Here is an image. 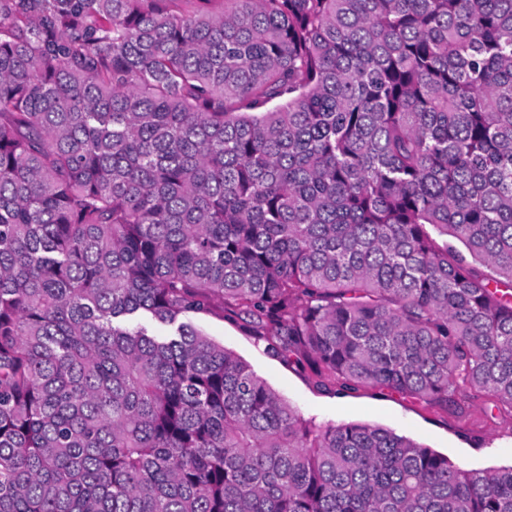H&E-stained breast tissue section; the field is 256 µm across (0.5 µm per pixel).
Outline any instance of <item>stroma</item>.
<instances>
[{
    "instance_id": "obj_1",
    "label": "stroma",
    "mask_w": 512,
    "mask_h": 512,
    "mask_svg": "<svg viewBox=\"0 0 512 512\" xmlns=\"http://www.w3.org/2000/svg\"><path fill=\"white\" fill-rule=\"evenodd\" d=\"M192 323L247 362L304 417L322 424L377 425L410 437L467 470L512 465V421L486 420L484 399H477L473 413L460 420L374 388L339 395L317 388L304 372L267 355L252 336L219 313L198 315Z\"/></svg>"
}]
</instances>
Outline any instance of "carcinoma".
Returning <instances> with one entry per match:
<instances>
[{"label":"carcinoma","mask_w":512,"mask_h":512,"mask_svg":"<svg viewBox=\"0 0 512 512\" xmlns=\"http://www.w3.org/2000/svg\"><path fill=\"white\" fill-rule=\"evenodd\" d=\"M216 303L324 390L512 417V0H0V512H512L304 418Z\"/></svg>","instance_id":"cac0c4a2"}]
</instances>
